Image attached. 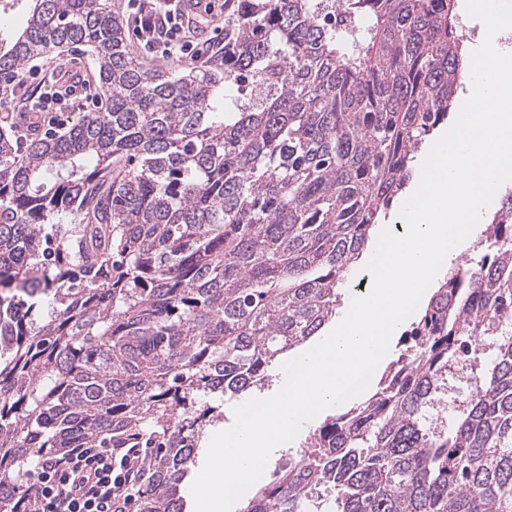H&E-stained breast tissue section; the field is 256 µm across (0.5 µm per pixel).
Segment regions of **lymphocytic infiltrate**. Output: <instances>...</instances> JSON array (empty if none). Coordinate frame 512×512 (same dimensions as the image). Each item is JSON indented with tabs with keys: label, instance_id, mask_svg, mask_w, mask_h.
Listing matches in <instances>:
<instances>
[{
	"label": "lymphocytic infiltrate",
	"instance_id": "1",
	"mask_svg": "<svg viewBox=\"0 0 512 512\" xmlns=\"http://www.w3.org/2000/svg\"><path fill=\"white\" fill-rule=\"evenodd\" d=\"M127 23L140 47L169 60L199 59L173 10L159 0H134ZM138 448H72L44 461L33 512H135L140 492Z\"/></svg>",
	"mask_w": 512,
	"mask_h": 512
}]
</instances>
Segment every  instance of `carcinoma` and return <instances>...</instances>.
<instances>
[{
    "instance_id": "cac0c4a2",
    "label": "carcinoma",
    "mask_w": 512,
    "mask_h": 512,
    "mask_svg": "<svg viewBox=\"0 0 512 512\" xmlns=\"http://www.w3.org/2000/svg\"><path fill=\"white\" fill-rule=\"evenodd\" d=\"M122 0H0V89L89 48L104 106L66 132L0 126V512L40 463L144 448L138 512H183L220 404L336 316L370 230L456 122L472 69L458 0H241L200 65L150 70ZM253 83L254 103L224 101ZM375 388L326 420L243 512H512V189ZM485 338L451 431L430 408Z\"/></svg>"
}]
</instances>
